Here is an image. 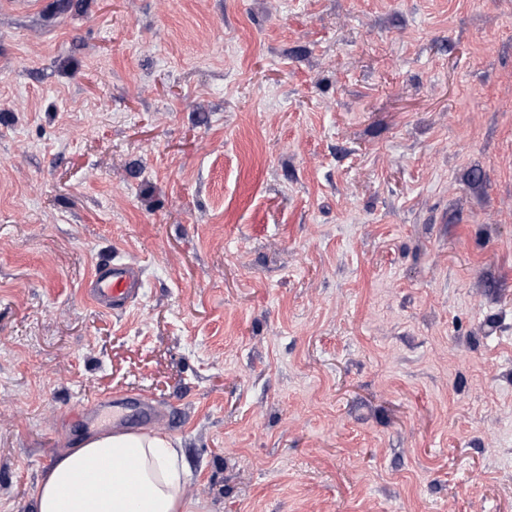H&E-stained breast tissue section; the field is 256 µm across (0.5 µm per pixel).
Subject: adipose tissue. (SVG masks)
Returning a JSON list of instances; mask_svg holds the SVG:
<instances>
[{
  "instance_id": "adipose-tissue-1",
  "label": "adipose tissue",
  "mask_w": 512,
  "mask_h": 512,
  "mask_svg": "<svg viewBox=\"0 0 512 512\" xmlns=\"http://www.w3.org/2000/svg\"><path fill=\"white\" fill-rule=\"evenodd\" d=\"M100 463L86 475L88 463ZM134 463L128 478L126 463ZM187 473L168 436L109 432L58 460L36 487L38 512H196Z\"/></svg>"
}]
</instances>
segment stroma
<instances>
[{"instance_id": "1", "label": "stroma", "mask_w": 512, "mask_h": 512, "mask_svg": "<svg viewBox=\"0 0 512 512\" xmlns=\"http://www.w3.org/2000/svg\"><path fill=\"white\" fill-rule=\"evenodd\" d=\"M14 2L0 512L128 388L199 512H512V0ZM141 267L134 261L107 260L99 263L85 283V295L99 308L112 313L125 312L141 295ZM110 412H112V419L118 418L128 428H139L160 421L164 422L169 417L166 409L160 408L136 391H126L113 399L112 393L102 396L92 403L89 409H86L85 415L89 416L91 421H96L103 426L105 425L102 423L105 421V414Z\"/></svg>"}]
</instances>
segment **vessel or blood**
I'll list each match as a JSON object with an SVG mask.
<instances>
[{
	"label": "vessel or blood",
	"mask_w": 512,
	"mask_h": 512,
	"mask_svg": "<svg viewBox=\"0 0 512 512\" xmlns=\"http://www.w3.org/2000/svg\"><path fill=\"white\" fill-rule=\"evenodd\" d=\"M142 288L141 268L137 263L108 260L97 265L84 286V293L97 307L117 313L135 304ZM85 414L94 422L104 420L110 414L129 428L163 422L168 417L166 409L136 391H127L116 397L102 396L86 409Z\"/></svg>",
	"instance_id": "b4317fda"
}]
</instances>
